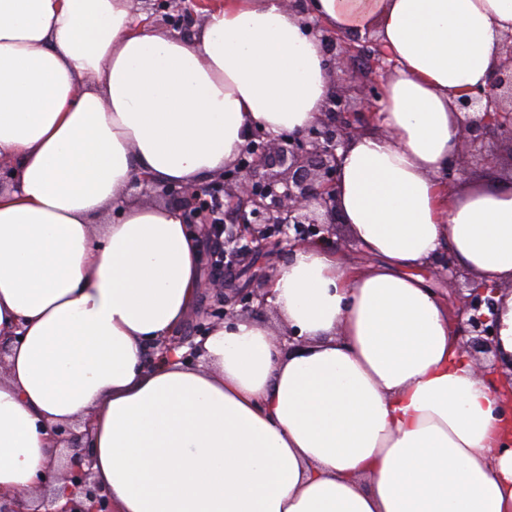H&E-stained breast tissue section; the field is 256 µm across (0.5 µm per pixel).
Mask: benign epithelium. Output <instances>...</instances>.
I'll use <instances>...</instances> for the list:
<instances>
[{
    "instance_id": "7a95c632",
    "label": "benign epithelium",
    "mask_w": 512,
    "mask_h": 512,
    "mask_svg": "<svg viewBox=\"0 0 512 512\" xmlns=\"http://www.w3.org/2000/svg\"><path fill=\"white\" fill-rule=\"evenodd\" d=\"M305 24L319 37L333 72L345 76L351 57L359 52L354 41L323 27L316 18ZM373 45L374 66L356 86L337 85L325 103L319 118L308 128L272 137L253 130L237 160L224 169L222 186L212 184L185 186L161 184L147 177L133 180L127 191L152 194L183 211L186 223L205 242L203 259L207 277L202 281L204 294L214 297L201 307L184 331L159 344L166 357L187 346L183 360L195 363L202 352L198 337L238 316L253 311V303L263 307L272 296L269 288L277 267L272 261L285 250L318 243L334 249L339 223L336 189L341 157L338 150L350 139L365 132L376 119L381 86L376 69H391L389 54L376 37ZM459 114L457 148L441 180L452 186L462 167L474 162L486 168L496 167L498 155L491 143L505 140L512 145V33L500 45V64L495 77L485 89L465 93L457 99ZM245 243L230 253L231 266L243 272L250 258L260 254L271 260L243 288L232 287L223 265L212 261L216 251L233 243ZM435 276L455 285L448 297L449 320L464 338L463 349L482 373H494L508 388L504 394L512 409V358L504 359L498 348L496 296L504 289L477 283L470 273L459 268L448 255L431 262ZM75 431L70 426L50 429L59 458L66 466L51 474L65 483L60 495H42L35 508L16 498L0 495V512H114L112 499L92 480L90 424Z\"/></svg>"
}]
</instances>
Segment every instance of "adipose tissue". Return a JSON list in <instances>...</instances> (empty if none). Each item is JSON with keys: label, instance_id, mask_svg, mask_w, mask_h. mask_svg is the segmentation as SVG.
<instances>
[{"label": "adipose tissue", "instance_id": "adipose-tissue-1", "mask_svg": "<svg viewBox=\"0 0 512 512\" xmlns=\"http://www.w3.org/2000/svg\"><path fill=\"white\" fill-rule=\"evenodd\" d=\"M306 12L374 30L396 61L386 135L341 151L338 209L367 261L293 251L272 303L302 345L241 318L192 368L157 343L197 310L199 238L125 189L222 176L252 130L314 123L333 90L321 41L281 0H224L188 37L140 26L131 0H0L1 494L32 501L57 462L51 427L87 420L115 512H512V422L419 273L448 255L512 284V182L439 179L512 0Z\"/></svg>", "mask_w": 512, "mask_h": 512}]
</instances>
